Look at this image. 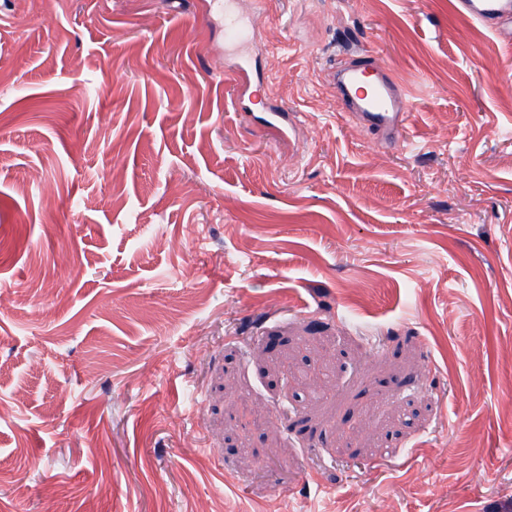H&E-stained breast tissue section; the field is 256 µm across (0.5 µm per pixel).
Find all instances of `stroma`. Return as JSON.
<instances>
[{
  "label": "stroma",
  "instance_id": "obj_1",
  "mask_svg": "<svg viewBox=\"0 0 512 512\" xmlns=\"http://www.w3.org/2000/svg\"><path fill=\"white\" fill-rule=\"evenodd\" d=\"M255 3L235 51L211 0H0V512L512 505V41ZM349 44L401 142L338 107Z\"/></svg>",
  "mask_w": 512,
  "mask_h": 512
}]
</instances>
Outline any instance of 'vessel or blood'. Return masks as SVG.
Masks as SVG:
<instances>
[{"instance_id":"b4317fda","label":"vessel or blood","mask_w":512,"mask_h":512,"mask_svg":"<svg viewBox=\"0 0 512 512\" xmlns=\"http://www.w3.org/2000/svg\"><path fill=\"white\" fill-rule=\"evenodd\" d=\"M458 11L474 22L512 39V0H458ZM406 92L386 68L356 52L336 67V98L388 143L398 142L409 115Z\"/></svg>"}]
</instances>
